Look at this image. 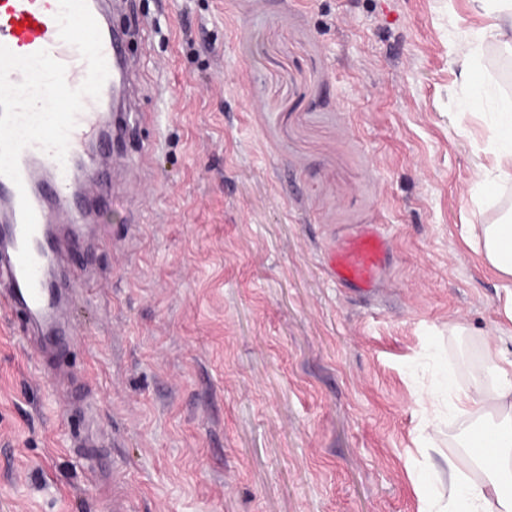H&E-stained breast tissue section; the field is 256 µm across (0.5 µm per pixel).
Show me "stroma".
<instances>
[{"instance_id": "stroma-1", "label": "stroma", "mask_w": 512, "mask_h": 512, "mask_svg": "<svg viewBox=\"0 0 512 512\" xmlns=\"http://www.w3.org/2000/svg\"><path fill=\"white\" fill-rule=\"evenodd\" d=\"M144 122L72 272L82 340L54 390L0 310V512H418L414 477L484 478L467 423L419 446L436 348L460 387L495 337L512 361V280L474 227L489 114L512 55L486 44L487 92L454 64L489 17L472 0H113ZM391 245L369 297L324 268L346 230ZM461 335H451L454 325Z\"/></svg>"}]
</instances>
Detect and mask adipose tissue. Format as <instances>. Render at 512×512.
Segmentation results:
<instances>
[{
	"instance_id": "1",
	"label": "adipose tissue",
	"mask_w": 512,
	"mask_h": 512,
	"mask_svg": "<svg viewBox=\"0 0 512 512\" xmlns=\"http://www.w3.org/2000/svg\"><path fill=\"white\" fill-rule=\"evenodd\" d=\"M491 20L475 32L472 41L460 44L456 61L465 83L482 85L484 77L476 66L477 56L487 41L512 51V0H476ZM496 164L480 169L476 180L485 187L512 178V100L499 111V133L494 143ZM487 262L504 278H512V208L491 224L480 227ZM483 364L472 371L470 387L448 388L446 395L430 391L420 398L427 425H434L442 411L462 419L476 413L489 417L484 435L468 436L473 463L487 475L479 483L464 481L455 467L448 465V490L438 492L431 482L421 481L416 492L420 512H512V367H505L502 352L494 338L482 342ZM491 374L495 383L484 386L481 379Z\"/></svg>"
}]
</instances>
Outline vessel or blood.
Returning <instances> with one entry per match:
<instances>
[{
    "mask_svg": "<svg viewBox=\"0 0 512 512\" xmlns=\"http://www.w3.org/2000/svg\"><path fill=\"white\" fill-rule=\"evenodd\" d=\"M101 35L109 76L99 98L87 97L69 136L65 162L38 146L26 147L19 158L22 186L0 176V307L22 310L27 317L23 339L42 358H50L64 343L80 336L68 312L77 288L87 285L85 276L63 273L47 279L38 273L35 290H28L18 260L22 243L21 197H28L36 217L30 247L37 264L46 254L61 257L69 244L95 241L86 222L88 205L110 175L95 160L85 157L91 142L100 140L118 100L124 99L130 80L126 46L128 32L113 27L105 0H87ZM59 0H0V44L19 55L45 50L66 67L65 79L77 87L86 77L87 65L73 46L59 38L54 19ZM390 253L389 241L378 226L367 224L344 234L326 254V272L337 285L366 294L377 288Z\"/></svg>",
    "mask_w": 512,
    "mask_h": 512,
    "instance_id": "vessel-or-blood-1",
    "label": "vessel or blood"
}]
</instances>
